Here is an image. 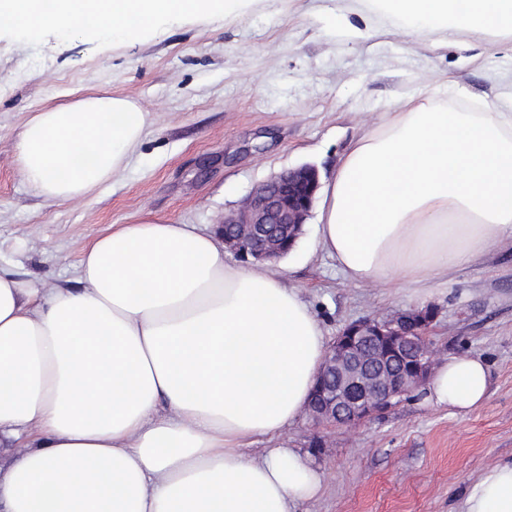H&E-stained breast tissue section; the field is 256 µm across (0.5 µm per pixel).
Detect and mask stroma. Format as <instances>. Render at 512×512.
<instances>
[{
    "label": "stroma",
    "mask_w": 512,
    "mask_h": 512,
    "mask_svg": "<svg viewBox=\"0 0 512 512\" xmlns=\"http://www.w3.org/2000/svg\"><path fill=\"white\" fill-rule=\"evenodd\" d=\"M456 46L431 49L394 31L356 46L335 16L300 0H264L234 21L175 16L122 42L64 38L44 29L0 33V266L47 287L76 284L82 251L115 224L155 219L213 228L260 184L304 164L327 180L351 141L420 92L478 110L500 93L494 72L512 47L462 62ZM457 79L443 84L444 74ZM89 94L130 98L149 114L128 167L79 201H51L15 165L31 113ZM310 213L279 262L334 340L347 324L384 320L418 302L344 280L315 248ZM437 317L426 340L437 360L482 358L491 371L484 404L467 414L418 390L352 426L286 429L287 447L309 454L322 495L300 512H457L486 467L512 457V247H495L434 283Z\"/></svg>",
    "instance_id": "obj_1"
}]
</instances>
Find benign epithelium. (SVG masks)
Listing matches in <instances>:
<instances>
[{"label": "benign epithelium", "instance_id": "7a95c632", "mask_svg": "<svg viewBox=\"0 0 512 512\" xmlns=\"http://www.w3.org/2000/svg\"><path fill=\"white\" fill-rule=\"evenodd\" d=\"M318 186V170L309 164L273 176L224 216L218 225L224 247L246 262L276 263L302 235ZM434 318L426 308L346 326L327 351L307 405L314 425L361 423L426 384L434 360L422 336Z\"/></svg>", "mask_w": 512, "mask_h": 512}]
</instances>
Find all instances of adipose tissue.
<instances>
[{"label":"adipose tissue","mask_w":512,"mask_h":512,"mask_svg":"<svg viewBox=\"0 0 512 512\" xmlns=\"http://www.w3.org/2000/svg\"><path fill=\"white\" fill-rule=\"evenodd\" d=\"M257 0H0V31L122 41L178 15L233 19ZM435 47L512 42V0H341L354 44L390 23ZM148 124L132 100L88 95L33 113L17 172L79 200L125 168ZM316 247L345 279L429 284L512 244V94L458 112L416 94L355 139L318 192ZM78 285L0 268V512H296L323 478L276 445L305 410L327 352L298 288L226 263L215 231L146 219L97 236ZM478 357L449 358L427 398L486 400ZM264 449H257L259 441ZM459 512H512V459L481 471Z\"/></svg>","instance_id":"ef3b65f1"}]
</instances>
